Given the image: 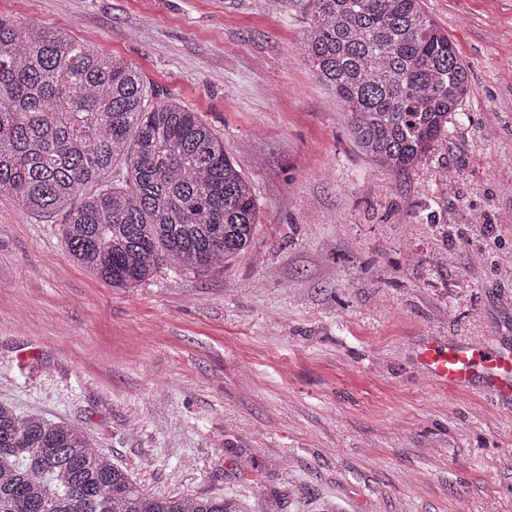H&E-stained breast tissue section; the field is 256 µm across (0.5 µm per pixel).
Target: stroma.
Segmentation results:
<instances>
[{"label":"stroma","instance_id":"1","mask_svg":"<svg viewBox=\"0 0 512 512\" xmlns=\"http://www.w3.org/2000/svg\"><path fill=\"white\" fill-rule=\"evenodd\" d=\"M424 8L469 88L398 174L306 65L309 0H0L197 113L258 215L248 253L115 288L59 219L0 197V403L81 425L154 495L512 512V398L417 361L428 341L512 345V0Z\"/></svg>","mask_w":512,"mask_h":512}]
</instances>
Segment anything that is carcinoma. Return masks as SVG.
Instances as JSON below:
<instances>
[{"label":"carcinoma","instance_id":"obj_1","mask_svg":"<svg viewBox=\"0 0 512 512\" xmlns=\"http://www.w3.org/2000/svg\"><path fill=\"white\" fill-rule=\"evenodd\" d=\"M307 63L356 145L397 173L448 128L468 71L423 0H310ZM112 178L105 179L106 174ZM0 196L62 218L69 254L114 288L168 258L222 266L252 245L251 185L195 112L53 30L0 21ZM0 512H260L233 496L152 495L83 428L0 403Z\"/></svg>","mask_w":512,"mask_h":512}]
</instances>
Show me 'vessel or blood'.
<instances>
[{"label":"vessel or blood","mask_w":512,"mask_h":512,"mask_svg":"<svg viewBox=\"0 0 512 512\" xmlns=\"http://www.w3.org/2000/svg\"><path fill=\"white\" fill-rule=\"evenodd\" d=\"M418 359L435 380L464 388L483 381L503 394L512 393V349L470 343L428 344Z\"/></svg>","instance_id":"1"}]
</instances>
